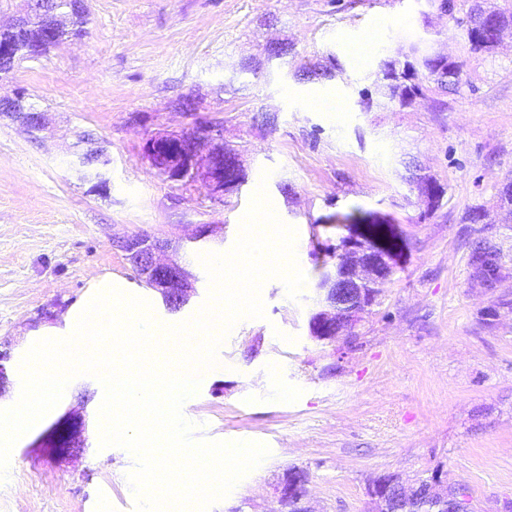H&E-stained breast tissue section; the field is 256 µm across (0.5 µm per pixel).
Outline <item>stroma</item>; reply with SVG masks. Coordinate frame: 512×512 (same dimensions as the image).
<instances>
[{
  "mask_svg": "<svg viewBox=\"0 0 512 512\" xmlns=\"http://www.w3.org/2000/svg\"><path fill=\"white\" fill-rule=\"evenodd\" d=\"M438 0H89V22L36 60L0 75V96L25 89L47 114L26 133L0 117V341H11L10 385L35 342L55 338L105 275L147 300L154 319L179 324L209 295L193 251L178 257L196 277L189 303L167 309L125 257L116 236L179 240L197 224L224 227L229 252L251 196L265 186L279 219L297 231L306 286L290 298L279 280L262 290L263 317L225 336L217 367L183 404L201 420L199 441L265 444L269 456L208 512H276L272 494L288 468L308 474L312 512H368L378 476L404 481L440 470L467 487L475 512L512 501V274L479 287L471 245L487 240L512 271V215L499 191L512 182V39L471 52ZM388 28L356 61L350 43L377 15ZM288 54L267 60L271 39ZM464 63L459 92L427 93L405 108L381 94L380 65L428 52ZM331 68L332 77L319 76ZM192 112L175 110L179 97ZM275 115L274 124L261 121ZM222 125L246 180L223 200L207 184L165 180L145 156L156 132L196 121ZM103 147L95 187L79 164ZM417 161L444 189L427 208L404 180ZM482 221H466L469 211ZM362 213L391 225L398 267L351 343L325 345L309 331L323 248ZM103 396L90 375L11 451L0 512H134L135 458L101 447ZM84 406V450L57 456L52 440L69 409Z\"/></svg>",
  "mask_w": 512,
  "mask_h": 512,
  "instance_id": "obj_1",
  "label": "stroma"
}]
</instances>
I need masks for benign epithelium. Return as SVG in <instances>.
Wrapping results in <instances>:
<instances>
[{"label": "benign epithelium", "mask_w": 512, "mask_h": 512, "mask_svg": "<svg viewBox=\"0 0 512 512\" xmlns=\"http://www.w3.org/2000/svg\"><path fill=\"white\" fill-rule=\"evenodd\" d=\"M0 114L18 122L26 131L35 132L44 127L45 113L28 107L21 92L0 98ZM223 128L208 121H198L182 132L159 133L145 142V154L151 167L172 182L196 179L205 181L211 195L223 199L224 187ZM98 150L91 149L79 158L90 177L106 184L97 167ZM112 247L124 253L126 259L141 276L158 289L168 300L172 311L182 309L193 288L192 274L168 252L171 242L150 235H123L112 238ZM338 254L334 271L323 275L319 287L321 308L313 313L310 325L312 337L334 343L352 337L354 328L367 305V289L381 287L394 273V256L383 243H365V226L356 227L336 246ZM12 358L9 345L0 342V394L9 384L8 363ZM85 422L82 412L71 410L63 421L55 451L61 454L79 453L84 449ZM410 497L417 484L406 485L399 477L386 480L380 476L368 489L371 504L387 498L392 490ZM306 492V480L301 471L293 469L282 476L274 486L278 500L299 504Z\"/></svg>", "instance_id": "obj_1"}]
</instances>
